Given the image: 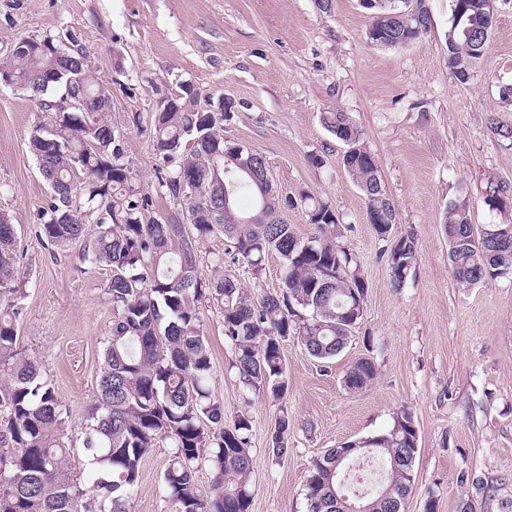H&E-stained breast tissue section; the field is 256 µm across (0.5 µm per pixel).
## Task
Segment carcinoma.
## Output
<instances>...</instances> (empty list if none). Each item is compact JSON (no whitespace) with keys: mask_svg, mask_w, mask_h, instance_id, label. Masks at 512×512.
I'll use <instances>...</instances> for the list:
<instances>
[{"mask_svg":"<svg viewBox=\"0 0 512 512\" xmlns=\"http://www.w3.org/2000/svg\"><path fill=\"white\" fill-rule=\"evenodd\" d=\"M371 10L367 38L375 46L412 44L428 32L429 14L421 0H379ZM495 23L493 0H453L446 32L448 64L466 84L482 59ZM11 59L13 78L38 101L79 96L84 112L42 111L29 136V149L52 189L47 219L38 237L56 248L84 243L83 259L110 268L104 291L112 304V330L102 354L97 394L87 410L83 448L86 482L66 466L68 411L37 362L17 344L22 307L17 274L16 232L0 214V512H125V499L138 484L145 456L159 439L169 441L164 472L176 512H249L252 502L251 418L240 414L233 427L208 436L201 423L224 422V405L209 386L212 353L202 334L200 305L224 309V339L234 350L232 368L248 390L275 400L287 390L282 343L293 337L320 363L344 349L361 321L357 297L368 285L354 254L341 246L339 218L332 206L308 194L284 199L267 179L266 160L224 137L228 112L217 117L198 108L190 85L170 94L158 112L153 142L163 167L158 189L181 207L192 233L181 224L147 216L150 198L136 186L125 156V134L102 105L103 83L79 73L78 56L60 39L22 37ZM323 124L351 149L342 164L360 190L366 218L395 289L404 287L419 260L417 242L394 232L395 206L382 186L375 155L362 142L350 115L326 112ZM253 171L249 175L239 165ZM234 178L231 204L223 207L224 169ZM253 197L249 210L240 196ZM305 208L314 234L303 239L283 218L285 206ZM448 261L455 280L475 285L512 272V224H487L474 231L466 196L448 203L443 215ZM224 239L219 262L247 264L254 278L266 256L283 260L279 290L254 300L239 282L220 275L197 279L201 247ZM378 373L369 358L357 360L345 380L361 390ZM293 420L288 411L276 421L272 453L288 452ZM363 452L384 467L382 484L348 494L341 484L360 452L331 448L317 460L305 484L308 512H343L353 504L364 512H404L414 486L418 430L412 413L399 410L386 432L368 440ZM214 473L213 494L205 496L195 477L200 465Z\"/></svg>","mask_w":512,"mask_h":512,"instance_id":"cac0c4a2","label":"carcinoma"}]
</instances>
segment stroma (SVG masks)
<instances>
[{"mask_svg": "<svg viewBox=\"0 0 512 512\" xmlns=\"http://www.w3.org/2000/svg\"><path fill=\"white\" fill-rule=\"evenodd\" d=\"M432 27L419 42L377 48L366 36L370 15L360 0H333L330 12L314 0H0V59L22 37L71 32L93 72L112 94V119L127 127L126 155L150 196L155 218L180 224V206L162 196L152 141L161 98L189 83L198 106L219 98L236 110L224 125L228 140L257 150L284 195L305 192L329 202L341 223L340 240L355 254L368 283L364 315L329 367L300 342L284 341L288 390L275 402L247 392L231 367L223 312L203 308L202 332L212 350L210 381L224 405V424L252 419L250 512H306L305 480L328 449L385 432L394 413L409 409L418 429L414 488L405 512H506L512 503V275L469 287L454 279L442 216L448 203L468 196L476 228L512 224V206L492 210L487 183L512 197V0H496V26L467 84L448 66L445 33L453 0H428ZM349 113L363 143L379 161L385 190L397 211L396 234L415 238L420 261L401 289L390 286L382 247L367 222L365 203L344 169L345 146L322 115ZM37 102L0 84V213L17 233L18 277L25 297L18 344L35 358L69 409L66 462L82 475L85 416L98 385L112 307L104 286L109 268L83 261L81 245L49 252L35 230L51 190L28 148L40 121ZM221 239L202 247L197 276L238 279L252 297L277 291L283 261L270 252L260 277L246 264H217ZM378 368L361 390L343 380L358 359ZM294 428L289 452L275 459L271 436L281 411ZM168 441L146 456L127 512H175L163 474ZM494 485V500L482 488Z\"/></svg>", "mask_w": 512, "mask_h": 512, "instance_id": "obj_1", "label": "stroma"}]
</instances>
